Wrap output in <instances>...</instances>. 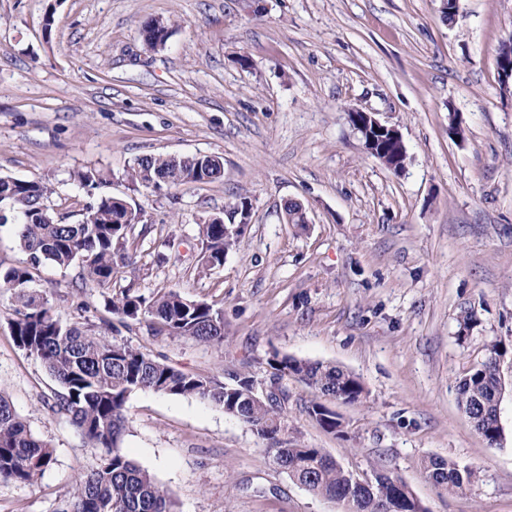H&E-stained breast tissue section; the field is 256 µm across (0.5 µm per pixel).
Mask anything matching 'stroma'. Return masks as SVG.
<instances>
[{
	"instance_id": "stroma-1",
	"label": "stroma",
	"mask_w": 512,
	"mask_h": 512,
	"mask_svg": "<svg viewBox=\"0 0 512 512\" xmlns=\"http://www.w3.org/2000/svg\"><path fill=\"white\" fill-rule=\"evenodd\" d=\"M0 0V175L46 184L77 223L92 195L71 175L95 169L106 193L143 212L133 264L92 288L79 265L43 263L33 287L64 319L217 381L246 372L269 386L273 354L356 374L358 405L280 380L286 434L363 478L384 469L428 512H512V93L496 57L512 0ZM172 24L148 48L142 22ZM397 126L402 173L369 155L346 110ZM215 155V182L159 190L126 172L145 155ZM247 199L248 228L205 271L199 225ZM309 218L288 223V202ZM174 289L224 313V340L155 332L152 318L112 330L115 289ZM0 288V394L52 446L32 481L0 482V512H66L98 458L55 407L59 384L15 343ZM477 323L461 333L459 322ZM503 351L497 447L475 430L457 385ZM335 410V435L309 415ZM121 445L168 491L175 512H343L292 483L267 440L195 397L138 391ZM477 470L456 493L425 467Z\"/></svg>"
}]
</instances>
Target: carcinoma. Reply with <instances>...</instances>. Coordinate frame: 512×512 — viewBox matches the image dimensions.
<instances>
[{"instance_id": "obj_1", "label": "carcinoma", "mask_w": 512, "mask_h": 512, "mask_svg": "<svg viewBox=\"0 0 512 512\" xmlns=\"http://www.w3.org/2000/svg\"><path fill=\"white\" fill-rule=\"evenodd\" d=\"M141 30L162 42L171 33V23L162 18L143 22ZM218 156L146 155L135 159L127 171L134 185L150 187L169 176L174 186L223 176ZM79 186L89 191L107 183L95 169L74 174ZM49 188L38 181L0 176V201L11 205V221L20 225V249L28 255L23 266L0 270V288L13 290L10 328L18 347L39 359L58 382L62 392L56 405L93 448L103 450L97 466L77 485L70 512H174L173 502L157 480L140 468L120 446L126 428L125 405L131 394L150 390L170 396L196 397L224 410L259 437L271 441L265 452L288 478L310 493L339 502L345 512H385L383 503L394 504V512H427L406 484L397 488L383 470L370 483L344 467L321 448H309L296 440L290 447L278 445L286 430L277 402L254 399L255 380L247 373H234L224 386L209 377L180 371L155 360L125 342L108 340L75 323L63 320L48 300L29 288L32 269L49 261L60 267L81 265L85 283L112 286L116 267L131 260L129 235L141 222V212L122 197L101 194L85 207L81 222H64L46 204ZM203 238L201 266L211 270L224 264V256L240 236L224 237L214 223L199 225ZM112 313L121 325L150 315L169 336L191 337L209 343L224 339V314L205 302L192 301L175 290L159 292L151 301L124 288L112 295ZM498 345L458 385L459 402L488 445L501 439L498 406L505 390ZM279 378L292 376L344 404H357L366 396L361 379L336 365L285 357L269 361ZM308 413L330 433H341L336 413L321 403ZM52 460L47 442L34 436L16 414L10 401L0 394V481L28 482ZM427 468L436 483L457 492L477 478V471L441 458H431Z\"/></svg>"}]
</instances>
